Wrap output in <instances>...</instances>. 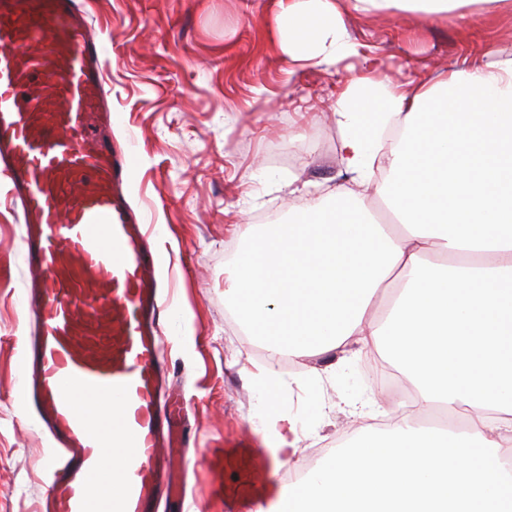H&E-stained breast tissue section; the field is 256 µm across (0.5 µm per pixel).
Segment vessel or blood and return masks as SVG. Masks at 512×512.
<instances>
[{
    "label": "vessel or blood",
    "instance_id": "vessel-or-blood-1",
    "mask_svg": "<svg viewBox=\"0 0 512 512\" xmlns=\"http://www.w3.org/2000/svg\"><path fill=\"white\" fill-rule=\"evenodd\" d=\"M103 56L80 0H0V172L21 205L38 326L19 399L59 444L47 512H151L170 478L162 431L180 412L161 406L155 260L127 192L135 159L108 138ZM223 458L242 474L216 489L225 512H251L271 491L267 456Z\"/></svg>",
    "mask_w": 512,
    "mask_h": 512
}]
</instances>
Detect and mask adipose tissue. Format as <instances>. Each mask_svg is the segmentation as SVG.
<instances>
[{
  "label": "adipose tissue",
  "mask_w": 512,
  "mask_h": 512,
  "mask_svg": "<svg viewBox=\"0 0 512 512\" xmlns=\"http://www.w3.org/2000/svg\"><path fill=\"white\" fill-rule=\"evenodd\" d=\"M342 0H279L285 60L328 68L358 56ZM357 14L396 8L454 20L477 3L512 0H343ZM349 185L247 225L225 269L224 301L269 350L372 347L416 391L419 413L469 409L447 435L404 420L360 431L300 479L275 512H512V58L473 61L425 83L352 80L336 103ZM375 193L388 230L367 210ZM393 294L372 316L382 288ZM271 436V469L296 441L278 428L282 380L252 377Z\"/></svg>",
  "instance_id": "obj_1"
}]
</instances>
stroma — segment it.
<instances>
[{"mask_svg": "<svg viewBox=\"0 0 512 512\" xmlns=\"http://www.w3.org/2000/svg\"><path fill=\"white\" fill-rule=\"evenodd\" d=\"M106 48L113 131L137 160L129 195L151 226L165 304L168 388L191 437L184 499L158 512H224L211 466L218 448L268 449L253 431L260 410L245 370L272 368L290 385L282 411L302 437L294 457L308 469L379 420L394 421L412 391L376 392L374 352L351 346L300 355L288 365L259 343L224 303V269L245 225L288 217V179L309 184L306 202L349 184L333 112L352 79L420 81L464 59L512 57V12L439 21L389 12L343 17L361 54L332 69L293 66L278 51L277 0H85ZM20 209L0 180V512H38L49 475V434L16 399L28 335Z\"/></svg>", "mask_w": 512, "mask_h": 512, "instance_id": "stroma-1", "label": "stroma"}]
</instances>
